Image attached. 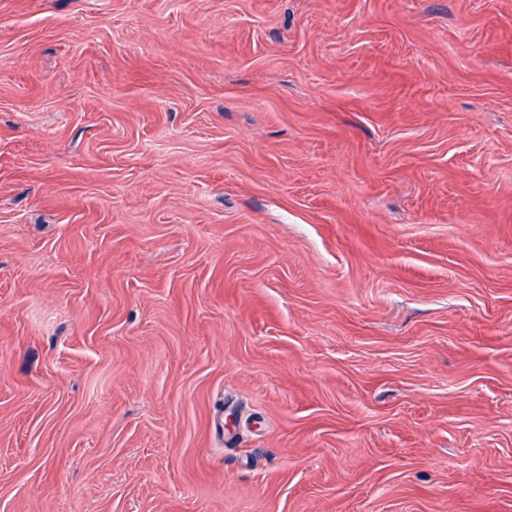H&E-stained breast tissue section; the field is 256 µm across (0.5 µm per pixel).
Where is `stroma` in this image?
I'll use <instances>...</instances> for the list:
<instances>
[{
  "mask_svg": "<svg viewBox=\"0 0 512 512\" xmlns=\"http://www.w3.org/2000/svg\"><path fill=\"white\" fill-rule=\"evenodd\" d=\"M0 512H512V0H0Z\"/></svg>",
  "mask_w": 512,
  "mask_h": 512,
  "instance_id": "1",
  "label": "stroma"
}]
</instances>
